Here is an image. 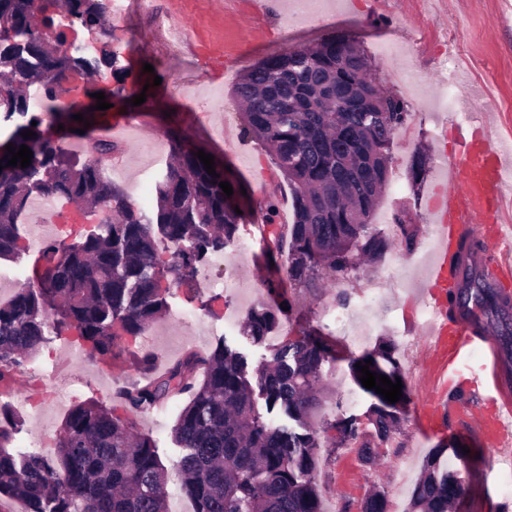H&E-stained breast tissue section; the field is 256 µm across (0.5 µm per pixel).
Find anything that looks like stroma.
Listing matches in <instances>:
<instances>
[{
  "label": "stroma",
  "mask_w": 512,
  "mask_h": 512,
  "mask_svg": "<svg viewBox=\"0 0 512 512\" xmlns=\"http://www.w3.org/2000/svg\"><path fill=\"white\" fill-rule=\"evenodd\" d=\"M286 0H274V11L260 25L245 26L238 19L239 0H153L154 11L141 15L138 22L110 18L109 36L95 35L93 55L104 46L115 52L114 66L102 67L92 87L115 86L114 68L138 67L131 57L135 30L154 31L156 16H180L196 52L192 59L203 75L194 89L196 100L213 107L216 124L224 137L195 125L190 115L193 102L172 88L171 76L151 87L144 104L147 129L137 131L130 144L119 145L121 160L112 167V182L134 209L155 212V194L139 197L134 188L154 181L159 168L156 158H169L168 133L193 142L214 156L223 158L242 182L253 201L262 198L257 181L267 177L270 195L279 200L278 221L291 223L293 214L288 184L273 167L266 148L243 135L242 119L231 90L241 73L261 59L278 53L277 40L289 13ZM330 19L312 30L294 33L289 48H302L325 39L345 37L356 40L369 56L384 87L405 98L414 114L409 126L396 138L390 165L397 189H385L373 222L391 246L376 262L363 267L350 280L312 290L288 289L289 310L279 313V324L263 343L255 344L244 333L251 311L274 307L279 299L266 289L276 274L262 248V232L253 223L241 225L237 243L222 253V263L213 267L217 279L230 284L218 292L203 287L199 278L186 283L166 280L168 305L148 334L123 337L111 358L93 360L86 356L75 331L49 334L34 356L14 374L10 399L21 416L22 425L14 447L57 456V438L70 411L55 404L50 396L53 385H71L75 401L95 402L113 409L132 425L135 434L150 437L165 465L179 456L172 438L180 405L169 404L160 411L141 414L125 412L118 398L122 387L142 382L143 355L154 359L155 373L165 372L189 351L210 353L218 344L240 352L249 366H258L286 333L309 332L320 338L336 355L325 377L321 418H334L343 411L365 415L373 399L353 381L348 360L351 357L391 343L402 366L407 397L404 419L392 439L376 450L373 461H366L359 443L328 449L321 455L316 483L324 512H360L371 488L383 490L389 512H406L411 488L419 478L423 460L433 449L450 445L471 447L469 493L456 512H503L512 506V495L501 485L483 489L481 473L487 457L478 436L460 422L452 421L439 429L420 434L414 409L432 398L437 380L432 370V354L418 333L425 323L423 298L417 271L429 260L431 251L427 206L440 180L434 160L451 153L452 129L457 126L451 112H466L470 98H478L479 109L488 117L491 137L512 134V0H437L430 9L428 0H357L347 10L348 0H321ZM452 45L458 91L448 95L443 88L441 63L445 45ZM414 74L408 83L406 74ZM424 150L430 162L423 179L411 184L408 170L414 153ZM410 203L417 236L412 246L394 237L393 215L400 204ZM22 253L15 259L0 260V274L10 277L1 301H8L19 289L32 285V270L42 246L50 240L66 239V228L41 229L28 222L20 227ZM398 276L387 280L389 269ZM351 296L350 312L369 323L361 346L345 341L329 320L337 308L339 292Z\"/></svg>",
  "instance_id": "obj_1"
}]
</instances>
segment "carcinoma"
Returning a JSON list of instances; mask_svg holds the SVG:
<instances>
[{"label": "carcinoma", "mask_w": 512, "mask_h": 512, "mask_svg": "<svg viewBox=\"0 0 512 512\" xmlns=\"http://www.w3.org/2000/svg\"><path fill=\"white\" fill-rule=\"evenodd\" d=\"M52 3L0 0V112L20 119L8 141L33 153L25 168L7 166L11 154H0V258L22 250L18 220L33 195L64 198L85 214L106 210L108 215L71 244L45 245L33 269L36 286L0 302V384L10 382L14 369L49 332L75 330L89 357L100 359L112 354L119 336L144 335L166 309L169 289L162 281L170 275L178 283L192 277L197 263L234 242L256 206L272 227L265 251L273 260L286 257L291 288L312 287L325 277L346 281L357 269L358 255L376 260L389 248L372 220L392 175V146L413 114L405 99L383 91L356 41L331 39L316 49L270 55L233 86V97L244 107V133L267 147L288 182L292 223H277L275 198L245 204L233 172L217 165L216 175L208 174L195 156L198 147L176 136L169 137L174 162L155 185L157 211L148 216L127 202L101 166L115 150L112 142L94 137L107 111L90 114L79 101L51 117L68 129H86L82 138L90 141V150L82 163L41 137L42 119L29 112L27 87L41 85L53 102L61 97L63 81L89 76L113 57L108 50L90 59L63 49V35L47 33L56 23L47 15ZM107 13L104 0H66L61 17L93 31ZM156 75H161L157 68L152 73L115 70L120 87L108 91L105 101L132 109L129 101ZM128 83L135 93H125ZM77 113L84 121L72 119ZM86 121L92 126L84 127ZM28 129L35 136L25 139ZM225 181L233 188L229 197L220 188ZM394 223L400 240L411 246L416 227L410 208L400 207ZM480 247L474 237L460 241L452 269L464 280L449 301L456 304L464 295L483 315L500 319L509 348L512 321L504 314L507 303L500 290L482 272L459 268L463 255ZM162 249L171 251V260L161 258ZM277 324L274 310L256 309L246 335L260 343ZM369 358V370L393 382L402 377L393 350L385 346L349 361L355 379L361 376L355 364ZM334 360L309 334L283 339L256 368L263 413L253 398L246 358L222 343L206 356L191 352L162 375L120 390L121 404L131 413L187 396L173 428L180 454L172 469L149 438L94 403L70 410L56 459L12 451L21 419L0 398V498L24 502L26 512H172L166 486L176 481L194 512H323L315 481L322 449L361 436L360 419L353 414L315 421L324 367ZM369 394L376 403L368 421L384 444L400 425V410L375 390ZM465 473L448 464L445 449L434 450L412 488L409 512H450L468 492ZM362 512H388L384 493L373 489Z\"/></svg>", "instance_id": "obj_1"}]
</instances>
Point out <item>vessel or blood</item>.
<instances>
[{"label":"vessel or blood","mask_w":512,"mask_h":512,"mask_svg":"<svg viewBox=\"0 0 512 512\" xmlns=\"http://www.w3.org/2000/svg\"><path fill=\"white\" fill-rule=\"evenodd\" d=\"M474 127L458 133L452 156H438L446 173L445 187L431 207L434 247L420 280L432 301L434 317L425 327L426 343L434 352L437 369L447 372L448 400L424 402L417 409L420 427H434L445 416L472 418L480 433L489 467H497L512 443V386L500 376L499 346L469 304L449 310L448 291L457 279L448 269V253L462 235L476 233L482 247L473 258L489 281L503 286L512 278V226L502 221V206L512 188V148L495 144L482 113H474ZM132 119L107 121L98 126L107 140H125L134 129ZM482 362L469 376L461 368L473 354Z\"/></svg>","instance_id":"obj_1"}]
</instances>
